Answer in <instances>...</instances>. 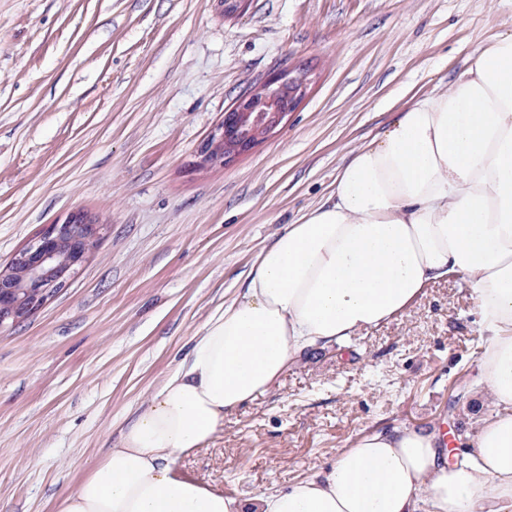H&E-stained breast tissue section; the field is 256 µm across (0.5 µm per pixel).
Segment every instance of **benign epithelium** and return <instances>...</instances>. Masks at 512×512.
I'll use <instances>...</instances> for the list:
<instances>
[{"instance_id": "1", "label": "benign epithelium", "mask_w": 512, "mask_h": 512, "mask_svg": "<svg viewBox=\"0 0 512 512\" xmlns=\"http://www.w3.org/2000/svg\"><path fill=\"white\" fill-rule=\"evenodd\" d=\"M308 83L306 72L291 70L270 75L242 93L224 112L223 122L200 145V164L222 165L250 151L297 109ZM101 230L102 225L73 212L20 250L7 269L0 271V329L39 311L54 295V289L46 285L49 274L56 270L55 281L67 279L85 262L88 243L98 238Z\"/></svg>"}]
</instances>
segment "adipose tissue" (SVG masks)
I'll return each mask as SVG.
<instances>
[{
  "label": "adipose tissue",
  "mask_w": 512,
  "mask_h": 512,
  "mask_svg": "<svg viewBox=\"0 0 512 512\" xmlns=\"http://www.w3.org/2000/svg\"><path fill=\"white\" fill-rule=\"evenodd\" d=\"M452 276L478 302L476 389L492 404L468 449L452 463L435 429L362 434L329 467L255 495L256 512H512V32L479 46L447 90L412 97L260 248L59 512H244L176 461L212 445L304 352L402 316Z\"/></svg>",
  "instance_id": "ef3b65f1"
}]
</instances>
